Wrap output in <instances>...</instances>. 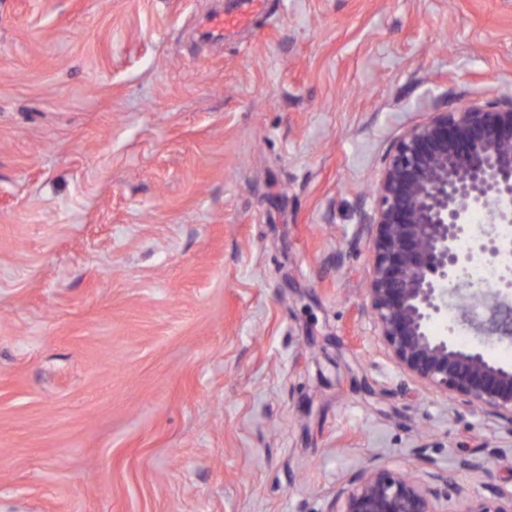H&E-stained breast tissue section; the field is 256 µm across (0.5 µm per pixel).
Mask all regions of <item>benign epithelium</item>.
I'll use <instances>...</instances> for the list:
<instances>
[{
  "label": "benign epithelium",
  "mask_w": 512,
  "mask_h": 512,
  "mask_svg": "<svg viewBox=\"0 0 512 512\" xmlns=\"http://www.w3.org/2000/svg\"><path fill=\"white\" fill-rule=\"evenodd\" d=\"M373 268L368 312L396 364L440 393L451 406L478 407L512 436V365L485 346L512 341V95L429 113L406 127L375 184ZM484 210L493 230L475 237L470 212ZM501 267L500 287L472 288L459 271L474 254ZM460 300L458 318L484 337L462 349L429 332L432 320ZM472 498L453 488V512H512V491L491 483ZM340 512H444L448 492L387 465H371L341 488Z\"/></svg>",
  "instance_id": "1"
}]
</instances>
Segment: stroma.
<instances>
[{"mask_svg": "<svg viewBox=\"0 0 512 512\" xmlns=\"http://www.w3.org/2000/svg\"><path fill=\"white\" fill-rule=\"evenodd\" d=\"M211 5L0 0V512L511 490L364 313L363 217L406 126L512 93V0H270L220 45Z\"/></svg>", "mask_w": 512, "mask_h": 512, "instance_id": "1", "label": "stroma"}]
</instances>
